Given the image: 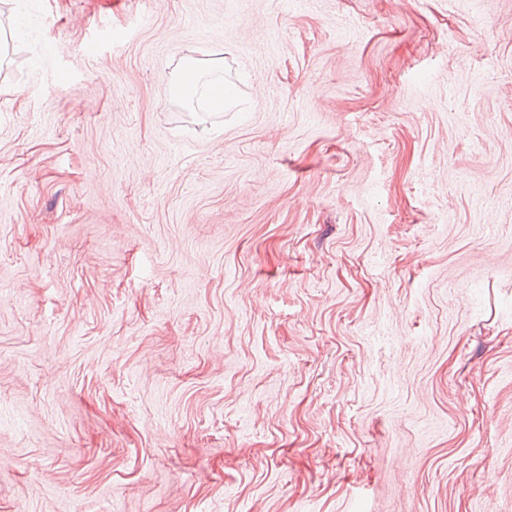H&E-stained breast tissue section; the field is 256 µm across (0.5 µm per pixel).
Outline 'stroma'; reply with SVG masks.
<instances>
[{
	"label": "stroma",
	"instance_id": "stroma-1",
	"mask_svg": "<svg viewBox=\"0 0 512 512\" xmlns=\"http://www.w3.org/2000/svg\"><path fill=\"white\" fill-rule=\"evenodd\" d=\"M0 27V512H512V0ZM223 51L215 52V58L207 64H189L181 72L179 81L176 84V92L188 93L191 97L197 94L207 103L208 107L214 112L223 111L231 103L233 94L231 89L224 83L223 76H217L209 81L202 82L201 70L205 69L208 74L224 72ZM188 71L195 73V76L189 80L185 79Z\"/></svg>",
	"mask_w": 512,
	"mask_h": 512
}]
</instances>
